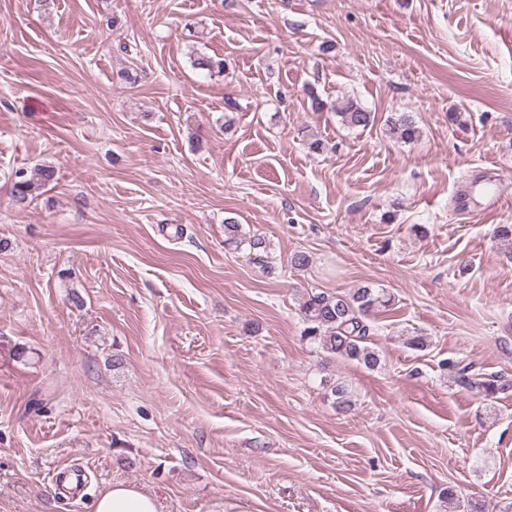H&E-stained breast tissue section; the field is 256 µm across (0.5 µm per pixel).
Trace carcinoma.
I'll use <instances>...</instances> for the list:
<instances>
[{"instance_id": "1", "label": "carcinoma", "mask_w": 512, "mask_h": 512, "mask_svg": "<svg viewBox=\"0 0 512 512\" xmlns=\"http://www.w3.org/2000/svg\"><path fill=\"white\" fill-rule=\"evenodd\" d=\"M193 65L208 72H224V60L204 54L197 56ZM336 114L348 128L365 129L374 124V113L366 110L357 100L345 98L336 105ZM389 131L403 142H412L419 136V128L411 116L404 113L388 119ZM55 174L51 166H42L30 177L19 175L12 193L15 201L25 204L40 193ZM224 242L240 248L247 247L253 262L263 269L270 268L269 245L259 235H249L242 225L231 218L225 219ZM394 296L384 288L361 285L347 294H328L310 290L299 297V311L304 323L303 338L317 345L333 357L354 361L369 370L378 368L381 355L370 341V317L388 310ZM441 368L456 380L477 393L494 398L512 391V381L498 374L475 372L471 364L444 360Z\"/></svg>"}]
</instances>
